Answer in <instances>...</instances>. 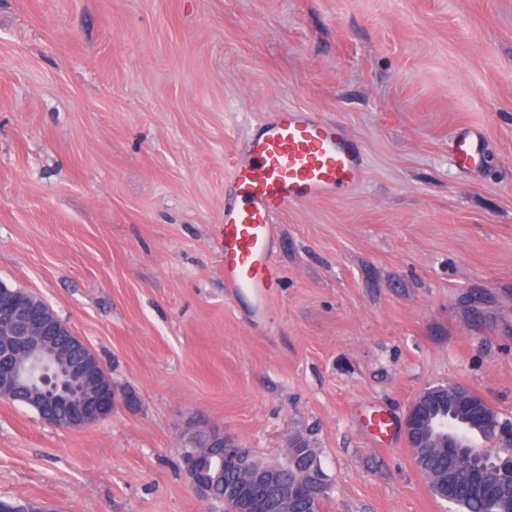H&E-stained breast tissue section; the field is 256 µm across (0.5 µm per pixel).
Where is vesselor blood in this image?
Wrapping results in <instances>:
<instances>
[{
	"mask_svg": "<svg viewBox=\"0 0 512 512\" xmlns=\"http://www.w3.org/2000/svg\"><path fill=\"white\" fill-rule=\"evenodd\" d=\"M452 150L460 166L470 167L480 162L483 144L464 133ZM224 169L231 181L221 241L224 286L262 312L273 304L281 280L277 215L356 187L366 176V157L341 122L286 108L268 114L242 149L225 152ZM362 419L375 442L394 441L396 426L384 411L364 412Z\"/></svg>",
	"mask_w": 512,
	"mask_h": 512,
	"instance_id": "vessel-or-blood-1",
	"label": "vessel or blood"
}]
</instances>
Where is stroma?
Returning a JSON list of instances; mask_svg holds the SVG:
<instances>
[{
    "label": "stroma",
    "instance_id": "1",
    "mask_svg": "<svg viewBox=\"0 0 512 512\" xmlns=\"http://www.w3.org/2000/svg\"><path fill=\"white\" fill-rule=\"evenodd\" d=\"M281 108L340 120L368 172L277 216L255 319L224 289V153ZM0 282L117 397L83 428L0 401V497L224 512L181 467L203 421L272 462L306 438L322 512H446L354 412L457 383L512 421V0H0ZM456 162L462 167H470L480 162L483 155V144L478 135L463 133L452 144Z\"/></svg>",
    "mask_w": 512,
    "mask_h": 512
}]
</instances>
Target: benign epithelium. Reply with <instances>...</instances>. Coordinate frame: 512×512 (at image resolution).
I'll use <instances>...</instances> for the list:
<instances>
[{"instance_id": "1", "label": "benign epithelium", "mask_w": 512, "mask_h": 512, "mask_svg": "<svg viewBox=\"0 0 512 512\" xmlns=\"http://www.w3.org/2000/svg\"><path fill=\"white\" fill-rule=\"evenodd\" d=\"M472 395L457 414L468 421H484ZM0 400L33 407L47 424L67 428L94 425L105 419L114 403L112 380L81 337L31 293L0 284ZM448 424L443 413L426 415L417 403L408 407L403 433L409 448H446ZM184 471L192 488L204 500L212 497L211 469L233 465L247 484L265 490L255 501L241 500V510L259 507L266 512H287L294 487L283 478L289 457L259 461L252 450L224 435V431L195 424L182 442ZM0 512H43L40 507L0 497Z\"/></svg>"}]
</instances>
